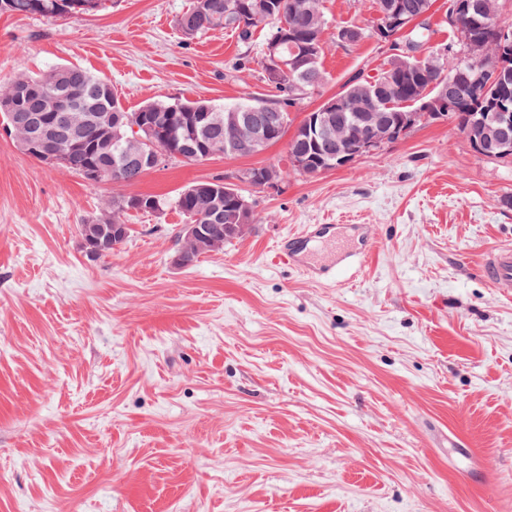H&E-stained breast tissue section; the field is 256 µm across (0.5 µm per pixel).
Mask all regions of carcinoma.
I'll return each instance as SVG.
<instances>
[{
  "mask_svg": "<svg viewBox=\"0 0 512 512\" xmlns=\"http://www.w3.org/2000/svg\"><path fill=\"white\" fill-rule=\"evenodd\" d=\"M102 7V0H0V10L14 15H40L45 18H62L70 14H90ZM261 24L271 27L269 37L281 35L280 52L289 57L291 53L300 54L306 50L314 57L315 70L304 76L295 73H272L268 63V49H263L262 76L266 85L278 92L276 98L246 99L233 106L215 105L209 101H181L183 112H197L202 105H207L217 112H240L249 117L255 116L264 121L276 123L279 134H284L288 123V109L306 98L325 80L321 67L324 52L326 21L321 11L319 0H194L193 7L178 20L182 36L191 40L196 36L215 29H229L237 34L239 41L246 44L251 41L254 30ZM469 38L484 45V65L492 66L498 58V46L493 33L488 29L472 28ZM438 75L424 69L419 70L417 79H405L386 97L376 101L373 111L390 115L407 111L414 107L417 91L426 89L435 83ZM48 96H58L72 103L75 107L74 127L86 138H93L94 125L87 116L94 112L112 113L113 128L118 137L99 157H93L82 148L75 149L61 164V168L81 177L89 174V164L106 167L117 172L110 181L134 184L149 170L154 168L148 160L134 163L128 161L129 138L133 137L131 127L127 124V110L122 106L112 85L88 71L78 67L55 68L46 73L30 76L18 74L0 84V114L9 112H26L40 115L42 128H51L55 124L52 109L44 105ZM172 101H153L145 104L152 111V118L159 131L164 133V146L172 151L193 140H216L226 146L224 156H242L251 153L249 147L250 130L247 125L239 129L228 130L224 127L198 128L191 132L182 125L172 122L169 114L173 113ZM481 103L471 97L460 102L456 122L459 132H464L467 125L479 117ZM308 119L298 126L288 141V153H301L311 150L310 137L304 133ZM194 185L203 188V192L190 196L189 187L169 200L156 195H117L107 202V214L80 225L79 232L83 239H95L98 249L96 258L109 255L124 240L112 238V225L125 224L124 218L129 209L141 208L148 212L160 205L164 208L172 205L178 209L191 224H202L206 235H221L223 242L232 238L224 235V227L239 220L234 197L224 192V180H201ZM176 252L184 255L186 265H194L199 257L212 251L205 242H189L183 233L176 235Z\"/></svg>",
  "mask_w": 512,
  "mask_h": 512,
  "instance_id": "obj_1",
  "label": "carcinoma"
}]
</instances>
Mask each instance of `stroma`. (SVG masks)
<instances>
[{"label": "stroma", "instance_id": "stroma-1", "mask_svg": "<svg viewBox=\"0 0 512 512\" xmlns=\"http://www.w3.org/2000/svg\"><path fill=\"white\" fill-rule=\"evenodd\" d=\"M192 0H106L61 19L0 13V82L76 66L124 108L231 105L266 93L233 32L183 40ZM330 27H370L375 0H321ZM385 46L326 36L324 84L289 130ZM246 69L231 76L236 63ZM170 160L132 186L89 185L0 129V512H512V294L480 263L512 244V162L477 157L453 124L415 127L350 166L250 189L256 222L190 267L186 222L132 214L90 261L79 226L118 194L174 198L191 182L277 162ZM310 224L313 281L273 247ZM368 225L362 271L340 252Z\"/></svg>", "mask_w": 512, "mask_h": 512}]
</instances>
